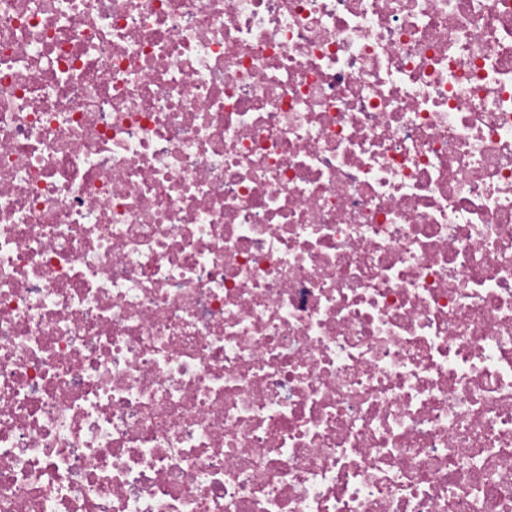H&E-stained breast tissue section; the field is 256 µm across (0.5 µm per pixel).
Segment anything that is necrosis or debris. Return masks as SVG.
<instances>
[{"label": "necrosis or debris", "mask_w": 512, "mask_h": 512, "mask_svg": "<svg viewBox=\"0 0 512 512\" xmlns=\"http://www.w3.org/2000/svg\"><path fill=\"white\" fill-rule=\"evenodd\" d=\"M0 512H512V0H0Z\"/></svg>", "instance_id": "4bbe7bcc"}]
</instances>
